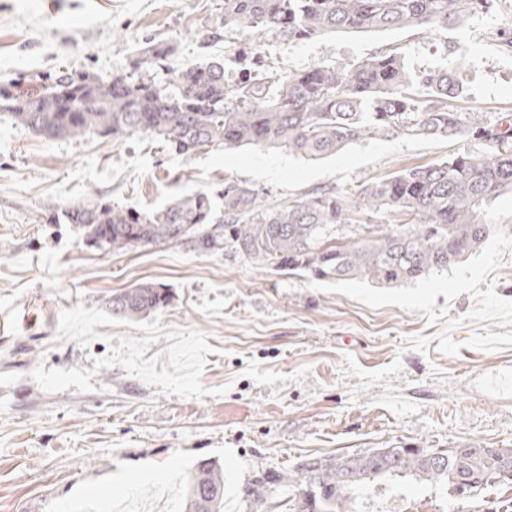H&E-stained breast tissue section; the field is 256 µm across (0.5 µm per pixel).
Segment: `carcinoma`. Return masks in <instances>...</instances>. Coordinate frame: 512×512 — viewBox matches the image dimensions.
Wrapping results in <instances>:
<instances>
[{
	"mask_svg": "<svg viewBox=\"0 0 512 512\" xmlns=\"http://www.w3.org/2000/svg\"><path fill=\"white\" fill-rule=\"evenodd\" d=\"M494 0H224L223 33H253L299 43L339 31L412 28L425 32L462 24ZM168 55L146 40L138 70L103 81L60 70L51 83L6 95L14 121L46 137L120 139L146 133L191 156L207 147L284 148L309 160L331 156L363 138L420 136L468 140L472 148L425 165L401 167L343 192L312 191L277 202L255 184L224 182L172 199L159 210L122 208L97 195L65 208L44 206L46 223L73 224L84 242L112 251L140 245L183 246L204 253L226 248L260 265L317 280L397 286L458 264L492 234L482 207L512 193V125L484 112H458L465 81L446 68L410 69L399 47L364 58L288 71L225 74L224 59L168 71L159 82L141 74ZM383 212L398 215L380 224ZM171 303L167 288L138 283L108 299L112 313L139 318ZM496 452L374 448L321 458L313 469L270 473L246 486L256 505L270 486L288 512H349L372 481L412 476L455 491L482 490L501 476ZM184 512H224V468L202 459L189 473Z\"/></svg>",
	"mask_w": 512,
	"mask_h": 512,
	"instance_id": "carcinoma-1",
	"label": "carcinoma"
}]
</instances>
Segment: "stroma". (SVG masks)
Wrapping results in <instances>:
<instances>
[{
	"label": "stroma",
	"mask_w": 512,
	"mask_h": 512,
	"mask_svg": "<svg viewBox=\"0 0 512 512\" xmlns=\"http://www.w3.org/2000/svg\"><path fill=\"white\" fill-rule=\"evenodd\" d=\"M224 0H0V88L31 89L58 69L104 80L128 73L142 41L171 49L172 66L224 57L285 72L406 46L408 67L464 65L461 112L512 117V0L461 27L324 34L288 43L227 35L205 49ZM393 136L363 139L308 160L284 149L206 148L185 157L139 133L47 138L0 110V512H183L187 476L201 459L224 467V512H258L243 489L264 472L373 448H512V401L494 396L491 372L512 347H465L458 319L477 298L454 301L445 321L367 307L308 288L303 273L254 264L227 249L197 253L144 245L86 246L43 207L102 195L155 209L224 180L270 199L338 191L468 149ZM141 282L169 288L171 304L137 319L107 300ZM450 331L458 355L409 349L406 337ZM367 370L401 360L399 375L351 396L345 355ZM512 504V485L464 494L390 477L353 512H489Z\"/></svg>",
	"instance_id": "35a3bbf8"
}]
</instances>
